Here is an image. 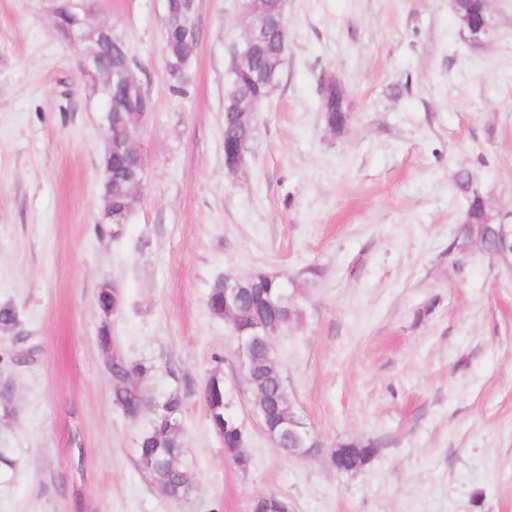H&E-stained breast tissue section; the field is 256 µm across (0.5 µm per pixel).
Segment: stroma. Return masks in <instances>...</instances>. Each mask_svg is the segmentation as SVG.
<instances>
[{"instance_id":"1","label":"stroma","mask_w":512,"mask_h":512,"mask_svg":"<svg viewBox=\"0 0 512 512\" xmlns=\"http://www.w3.org/2000/svg\"><path fill=\"white\" fill-rule=\"evenodd\" d=\"M242 0H195L197 50L182 90L165 65V0H99L92 24L130 46L153 102L145 173L125 232L97 231L104 104L52 0H0V512H512V252L461 242L468 175L512 222V0H491L472 41L452 0H288L279 80L254 116L248 160L224 167V86ZM337 77L354 117L328 130L320 84ZM315 285L300 281L307 266ZM297 286L302 318L275 340L289 395L321 446L286 457L253 414L235 341L208 295L224 275ZM125 356L156 370L143 390L184 396L183 499L137 467L149 421L112 404L96 303ZM39 352L25 359L26 343ZM221 369L248 433L238 468L211 430L204 383ZM375 439L337 473V443ZM336 448L350 449L349 459L359 470L374 457L378 450V444L371 440H350L340 443Z\"/></svg>"}]
</instances>
